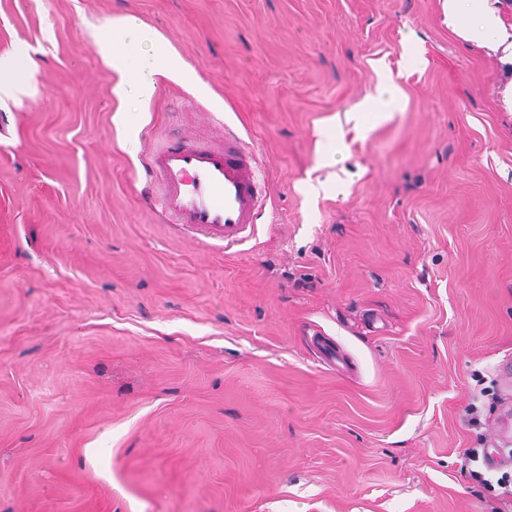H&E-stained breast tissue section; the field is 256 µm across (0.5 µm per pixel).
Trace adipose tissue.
Masks as SVG:
<instances>
[{"mask_svg":"<svg viewBox=\"0 0 512 512\" xmlns=\"http://www.w3.org/2000/svg\"><path fill=\"white\" fill-rule=\"evenodd\" d=\"M444 9L465 39L482 43L500 32V20L488 0H444ZM100 52L117 76L112 93L123 112L138 111L150 102L159 78L188 71L184 60L165 49L133 15L124 16L108 28L101 38Z\"/></svg>","mask_w":512,"mask_h":512,"instance_id":"adipose-tissue-1","label":"adipose tissue"}]
</instances>
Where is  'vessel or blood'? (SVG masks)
<instances>
[{
  "label": "vessel or blood",
  "mask_w": 512,
  "mask_h": 512,
  "mask_svg": "<svg viewBox=\"0 0 512 512\" xmlns=\"http://www.w3.org/2000/svg\"><path fill=\"white\" fill-rule=\"evenodd\" d=\"M256 169L254 153L235 133L220 146L177 139L147 156L144 195L171 223L229 250L253 235L261 216Z\"/></svg>",
  "instance_id": "vessel-or-blood-1"
}]
</instances>
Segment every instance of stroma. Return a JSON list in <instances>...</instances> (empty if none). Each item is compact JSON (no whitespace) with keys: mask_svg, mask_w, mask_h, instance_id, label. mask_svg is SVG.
I'll list each match as a JSON object with an SVG mask.
<instances>
[{"mask_svg":"<svg viewBox=\"0 0 512 512\" xmlns=\"http://www.w3.org/2000/svg\"><path fill=\"white\" fill-rule=\"evenodd\" d=\"M133 14L190 70L113 121ZM0 512H491L512 356V64L442 0H0ZM385 83L387 111L354 106ZM253 150L228 252L148 152ZM476 404L479 422H467ZM24 77L25 72L16 68L15 60L0 59V94H12Z\"/></svg>","mask_w":512,"mask_h":512,"instance_id":"1","label":"stroma"}]
</instances>
